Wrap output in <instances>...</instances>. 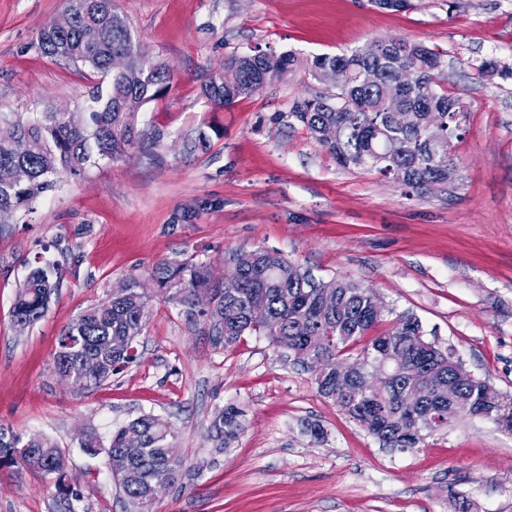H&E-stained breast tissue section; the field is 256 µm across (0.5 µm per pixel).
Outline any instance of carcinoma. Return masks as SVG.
Instances as JSON below:
<instances>
[{"instance_id":"carcinoma-1","label":"carcinoma","mask_w":512,"mask_h":512,"mask_svg":"<svg viewBox=\"0 0 512 512\" xmlns=\"http://www.w3.org/2000/svg\"><path fill=\"white\" fill-rule=\"evenodd\" d=\"M66 13L72 25L58 31L45 25L38 35L39 50L89 67L100 76L91 92L87 110L47 111L18 117L13 134L0 139V170L19 167L26 171L20 182L0 181V223L50 191L55 176L76 175L96 159H114L140 140L136 121L148 101L164 98L172 75L158 62L143 72L136 65L141 44L129 23L117 11L114 0H68ZM123 54L131 64L123 73L112 70V56ZM347 72L344 83L293 104L288 117L302 125L316 143L327 149L344 168L397 172L401 184L423 192L445 183L455 169L452 142L462 136L464 106L442 86L441 53L422 42L372 40L341 55L300 56L292 51H255L251 56L231 54L222 68L202 86V94L214 108L233 105L239 98L262 90L288 69L304 70L322 82L328 69ZM413 80L401 85V71ZM415 113L408 129L393 123L389 109ZM252 263L233 262L225 280L233 288L214 283L207 266L192 262H159L152 279L165 299L201 316L210 323L216 342L234 344L247 332L268 337L287 350L294 360L312 366L321 358L345 372L316 378L319 393L331 400L369 434L392 448H417L425 437L449 425L448 398L461 413L484 417L493 412L512 423V394L501 393L488 381L465 372L449 361L448 350L426 338L419 318L404 312L388 329L374 337L356 355L350 346L393 312L370 288L345 279L324 281L310 270L278 252L252 250ZM130 291L123 297L104 299L83 311L62 330L54 354V369L72 372L73 385L98 387L124 371L137 356L112 349L126 335L131 322L146 325L151 311L146 293L132 275ZM58 282L48 266L29 270L18 291L11 317L13 324L31 326L48 311ZM204 294L209 305L198 309ZM396 361L379 378V390H364V374ZM143 435V451L131 456L133 477L121 488L137 512L152 503L151 487L157 481L170 486L181 474L169 470L178 449L169 441L171 427L154 415H142L128 423ZM235 415L219 410L211 423L213 440L224 447V436H233ZM125 428L103 441L90 431L80 439L82 451L92 457L121 453ZM21 466L44 478H56L59 492L77 499L62 479L68 469L65 452L39 436L25 443L0 430V467Z\"/></svg>"}]
</instances>
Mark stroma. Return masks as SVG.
<instances>
[{"label":"stroma","mask_w":512,"mask_h":512,"mask_svg":"<svg viewBox=\"0 0 512 512\" xmlns=\"http://www.w3.org/2000/svg\"><path fill=\"white\" fill-rule=\"evenodd\" d=\"M411 2L387 11L367 0H116L146 61L170 69L168 95L142 106L140 144L59 176L0 224V427L63 449L76 512H128L80 432L105 436L148 413L169 423L183 462L151 512H512V433L461 416L417 448L383 446L320 395L315 370L256 334L215 344L204 318L149 284L162 260L205 263L218 279L236 252L276 251L414 314L467 371L512 393V0ZM66 6L0 0V120L87 104L90 71L37 47ZM375 39L441 53L444 86L468 108L453 181L418 194L338 166L288 117L321 89L304 71L224 109L201 95L230 54L340 53ZM486 59L498 70L477 78ZM201 134L207 144L195 146ZM38 260L53 266L58 293L19 332L12 306ZM132 275L151 304L139 359L91 389L63 382L51 365L62 329ZM220 409L237 421L221 450L210 430ZM308 422L323 427L321 442ZM0 512L66 509L54 480L4 468Z\"/></svg>","instance_id":"stroma-1"}]
</instances>
